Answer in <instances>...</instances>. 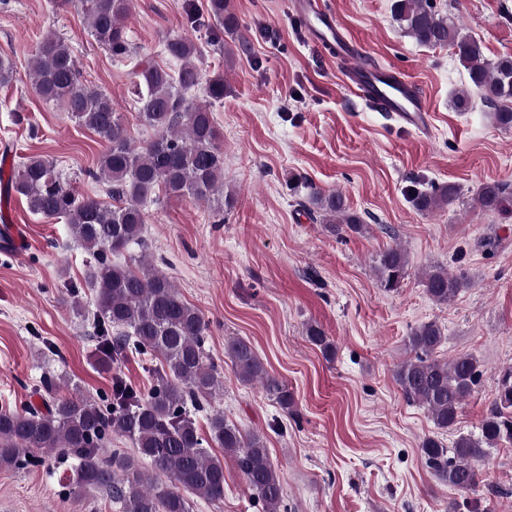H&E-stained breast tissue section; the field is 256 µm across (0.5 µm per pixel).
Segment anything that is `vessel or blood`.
I'll list each match as a JSON object with an SVG mask.
<instances>
[{"instance_id": "b4317fda", "label": "vessel or blood", "mask_w": 512, "mask_h": 512, "mask_svg": "<svg viewBox=\"0 0 512 512\" xmlns=\"http://www.w3.org/2000/svg\"><path fill=\"white\" fill-rule=\"evenodd\" d=\"M295 10L306 23L313 42L336 58L348 83L374 110L419 133L430 128L432 114L420 89L392 67L363 60L362 48L343 33L323 0H296Z\"/></svg>"}]
</instances>
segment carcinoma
Masks as SVG:
<instances>
[{
  "label": "carcinoma",
  "instance_id": "1",
  "mask_svg": "<svg viewBox=\"0 0 512 512\" xmlns=\"http://www.w3.org/2000/svg\"><path fill=\"white\" fill-rule=\"evenodd\" d=\"M76 4L84 14L93 40L114 56L130 52L127 21L132 0H61ZM395 17L417 43L450 46L467 71L469 84L456 97L464 109L472 96L492 103L496 123L512 129V56L489 61L476 38L438 11L432 0H396ZM207 16L187 9L194 27L208 29L211 43L224 56L245 52L248 41L236 48L224 45V34H235L238 19L230 0H207ZM165 55L177 70L150 57L137 64L133 94L140 124L153 139L137 144L115 108L112 97L84 83L66 41L53 32L44 36L33 56L29 79L49 102L60 105L78 126L94 133L102 145L97 168L85 175L103 184L101 199L79 194L62 176L57 164L41 156L20 158L5 190L25 198L28 209L46 219H63L71 237L90 255L87 280L94 291L92 306L80 298L77 287L67 288L62 303L78 318L92 322L98 363L131 352L156 361L153 387L146 393L116 376L112 390L99 399L51 373H43L38 390L42 407L26 404L0 408V470H22L53 457L74 463L69 493L86 489L106 492L121 512H190L192 493L213 503L224 501V459L232 460L263 512H280L283 489L265 437L246 433L215 410L204 437L195 411L224 393V375L209 356L205 343L209 323L181 295L172 277L150 259L143 235L146 205L160 198L189 199L224 215L235 197L224 194V148L214 123L213 105L224 100V76L203 77L197 64L200 47L186 36L167 37ZM203 89V98L188 93ZM452 184L431 190L413 187L410 202L419 212L432 213L456 200ZM312 219L338 235L365 228L363 218L350 210L340 191L316 189L307 197ZM480 209L505 211L512 204L509 184L486 182L476 193ZM408 256L391 246L379 253L375 273L380 287L400 288L408 274ZM428 296L447 305L468 287L464 273L432 266L422 275ZM305 334L325 359L336 356V346L317 323ZM443 340L434 322L411 329L407 356L394 370L404 398L426 409L441 431L454 429L459 410L480 378L478 360L463 355L450 362L434 357ZM224 353L237 380L259 384L282 410L295 413L288 384L269 374L251 343L233 337ZM129 442L134 453L112 447V437ZM224 450L213 454L210 444ZM512 445V366L500 371L493 400L477 435L460 434L447 447L436 436L421 443L426 466L435 478L461 492L474 491L483 482L493 487L485 471L490 449Z\"/></svg>",
  "mask_w": 512,
  "mask_h": 512
}]
</instances>
